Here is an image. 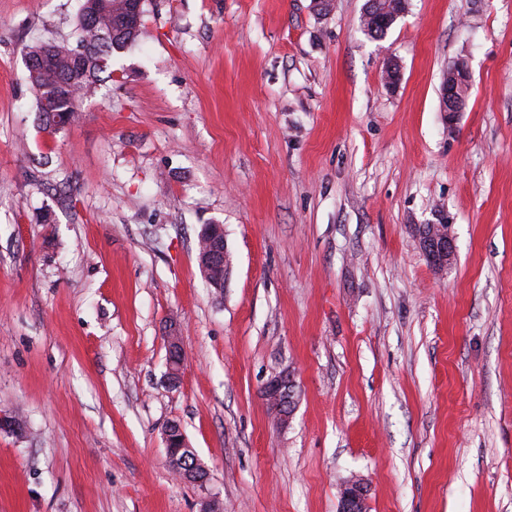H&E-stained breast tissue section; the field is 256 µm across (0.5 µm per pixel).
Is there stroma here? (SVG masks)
Here are the masks:
<instances>
[{
  "label": "stroma",
  "mask_w": 512,
  "mask_h": 512,
  "mask_svg": "<svg viewBox=\"0 0 512 512\" xmlns=\"http://www.w3.org/2000/svg\"><path fill=\"white\" fill-rule=\"evenodd\" d=\"M365 2L146 0L51 134L25 48L75 45L80 2L0 0V410L26 426L0 431V512H338L354 476L366 512H512V0H409L379 41ZM172 422L206 486L171 468ZM439 225L448 228V231L441 230V232L436 233L433 229L427 238L423 234L421 236V245L426 252H432V255L436 256L433 265L438 269H442L452 262L455 255V244L449 231V225L442 224V222H439ZM208 225V242L210 248L208 254L203 257V260L202 256L203 251L207 248V239L202 232L206 225L201 228L198 234L199 265L208 283L222 285L224 283V227L220 224ZM296 388L293 377L288 372L280 373L267 381L263 396L279 424H286L295 408ZM173 423H170L166 426L164 431V443L166 447V452L170 460H177V457L181 451H186L184 454L185 458L181 459V465L184 466V461H186L187 456H191V462L188 459L187 466H185L186 474L185 479L189 482L199 484L201 486H205L207 484L209 472L207 468L200 462L197 455L194 453L192 448L188 443V440L182 430H180L181 435L179 436V442L177 447H173L171 444V426Z\"/></svg>",
  "instance_id": "stroma-1"
}]
</instances>
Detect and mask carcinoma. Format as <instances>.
I'll list each match as a JSON object with an SVG mask.
<instances>
[{
  "label": "carcinoma",
  "instance_id": "cac0c4a2",
  "mask_svg": "<svg viewBox=\"0 0 512 512\" xmlns=\"http://www.w3.org/2000/svg\"><path fill=\"white\" fill-rule=\"evenodd\" d=\"M401 0H366L363 31L382 39L402 15ZM128 0H82L76 28L78 42L71 48L54 40L28 47V81L45 129L59 131L73 122L80 103L103 77H112V53L136 41L142 27L126 21Z\"/></svg>",
  "mask_w": 512,
  "mask_h": 512
}]
</instances>
